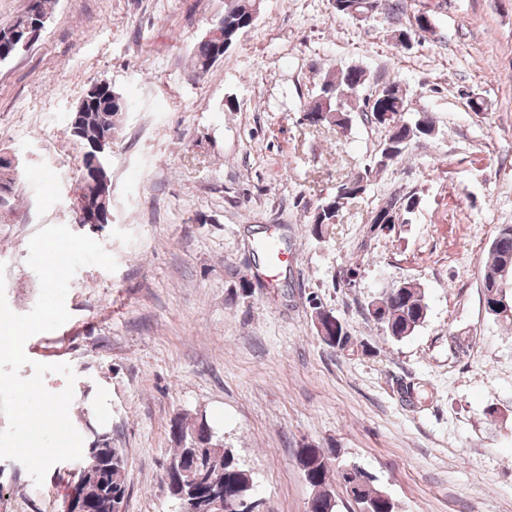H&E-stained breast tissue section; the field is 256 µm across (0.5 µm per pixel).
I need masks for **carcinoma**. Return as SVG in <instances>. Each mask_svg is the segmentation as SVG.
I'll list each match as a JSON object with an SVG mask.
<instances>
[{
    "label": "carcinoma",
    "mask_w": 512,
    "mask_h": 512,
    "mask_svg": "<svg viewBox=\"0 0 512 512\" xmlns=\"http://www.w3.org/2000/svg\"><path fill=\"white\" fill-rule=\"evenodd\" d=\"M261 0H228L223 14L220 35L203 37L192 51L194 71L199 75L210 72L218 61L219 46L231 49L240 33L251 26L260 12ZM57 0H27L25 8L12 24L0 28V49L7 48V55L0 58L7 61L23 52L22 45L27 29L32 22L34 6L42 12L54 14ZM367 82L366 72L360 67H349L337 74L325 77L317 86L313 100L306 107L303 119L313 126L330 125L344 132L351 126L348 95L354 94ZM98 89L84 92L75 111L83 113V137L93 139L105 132H112L119 126L126 110V102L112 94L107 81L97 82ZM396 89L386 88L362 99L358 111L365 120L385 130L375 154L374 169L384 171L408 155L411 145L436 133L433 117L427 112L408 115L407 90L399 83ZM15 170L0 157V208L11 206L14 198ZM364 178L347 179L338 185L333 193L322 198L310 216L312 232L317 235L322 228L337 223L343 210L366 191ZM416 204L415 195L394 194L370 216L371 230H389L396 224L405 223V216ZM512 265V224L498 226L489 249V260L485 264L481 292L484 295L496 293L491 287L494 277L506 264ZM376 311L366 310V317L373 321L386 335L396 341L411 336L426 320L428 304L422 289L413 282L403 283L401 288H391L380 299L372 302ZM336 314H320V328L317 334L324 344L331 348L345 350L352 345V336L345 322L332 321ZM178 447L173 449L165 469V484L173 499L180 504L181 512H205L201 501L207 491L196 483L193 477L182 475L175 479L171 469L179 466L190 469L194 455L207 458L212 480L224 489V512H244L240 504L252 500L254 482L249 470L245 469L231 449L212 443L209 426L182 419L173 421L170 429ZM335 449L307 446L300 449L298 461L306 481L313 489L312 512H333L335 503L330 490L331 482L342 484L349 496L361 507L360 512H395L391 499L369 480L359 483L352 473L341 467H330V455ZM92 476V493L86 504V512H118L127 486L125 481V460L117 448L84 449L74 481L84 474Z\"/></svg>",
    "instance_id": "carcinoma-1"
}]
</instances>
